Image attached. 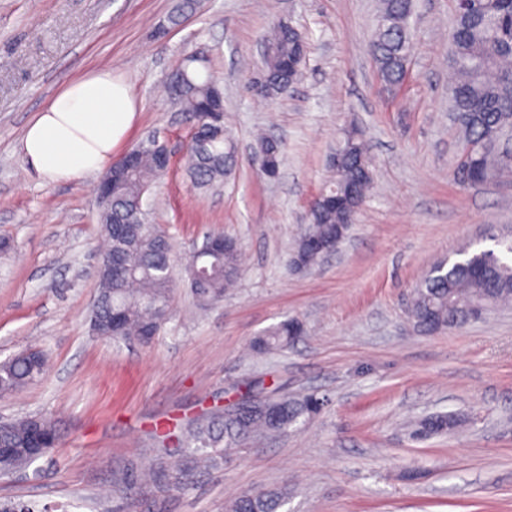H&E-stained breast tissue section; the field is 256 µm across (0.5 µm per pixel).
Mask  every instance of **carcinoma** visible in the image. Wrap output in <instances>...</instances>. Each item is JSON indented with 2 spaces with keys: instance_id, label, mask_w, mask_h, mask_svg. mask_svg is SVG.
I'll return each instance as SVG.
<instances>
[{
  "instance_id": "obj_1",
  "label": "carcinoma",
  "mask_w": 512,
  "mask_h": 512,
  "mask_svg": "<svg viewBox=\"0 0 512 512\" xmlns=\"http://www.w3.org/2000/svg\"><path fill=\"white\" fill-rule=\"evenodd\" d=\"M412 0H383L371 41L381 81L390 89L401 88L407 80L411 54L408 20ZM275 50L264 57L262 75L272 82L281 79L283 59L297 51V37H285L275 29L267 38ZM452 79L448 88L449 111L462 134V154L455 168L463 179L468 175L486 181L505 172L512 173V158L500 145L512 139V0H462L456 13L450 39ZM204 60L189 55L173 73L179 80L170 96L182 111L199 123L204 103L210 98L214 76L202 72ZM161 143L142 142L137 164L121 175H112L118 191L112 206L100 213L102 233L112 240V271L99 267V303L92 308L90 323L99 336L148 347L166 323L172 288L173 243L157 224L139 218L133 203L144 198L154 180L163 175L157 164ZM342 147L347 158L342 169L333 173L320 193L324 199L343 196L354 188L364 198L371 182L370 163L361 135L344 136ZM231 148L221 135L201 147H188L187 170L196 186L206 188L223 180ZM342 209L315 203L309 223L299 238L291 263L300 269L314 267L321 255L312 243L342 241L348 232ZM211 240L223 245L215 253L194 250L185 264L188 284L201 310L224 299L235 285L242 266L238 243L220 234ZM498 245L505 255L479 251L459 252L461 259L435 263L415 288L408 316L417 331L432 333L459 327L468 322L476 309H487L512 302V239ZM302 334L295 319H287L255 337L253 351L265 355L282 350ZM47 372L45 354L37 349L23 351L0 362V394L20 391ZM321 400L315 394L300 400L252 399L240 410L224 413V418L203 422L182 434L179 442L197 466L218 467L227 452L255 436L281 434L318 412ZM44 427V441L59 444L55 422L48 416L21 417L0 426V474L7 475L29 465L30 457L21 449L36 424ZM457 421L436 416L419 421L412 431L416 438L444 434ZM290 488L283 484L271 489L249 491L237 497L227 512H278L288 500ZM0 512H46L30 502L0 499Z\"/></svg>"
}]
</instances>
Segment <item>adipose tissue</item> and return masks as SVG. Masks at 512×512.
Segmentation results:
<instances>
[{
  "instance_id": "1",
  "label": "adipose tissue",
  "mask_w": 512,
  "mask_h": 512,
  "mask_svg": "<svg viewBox=\"0 0 512 512\" xmlns=\"http://www.w3.org/2000/svg\"><path fill=\"white\" fill-rule=\"evenodd\" d=\"M138 119L123 77L100 68L66 83L27 124L21 150L31 170L72 181L109 167Z\"/></svg>"
}]
</instances>
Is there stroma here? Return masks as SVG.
<instances>
[{"label": "stroma", "instance_id": "obj_1", "mask_svg": "<svg viewBox=\"0 0 512 512\" xmlns=\"http://www.w3.org/2000/svg\"><path fill=\"white\" fill-rule=\"evenodd\" d=\"M182 3L0 0V361L36 348L49 365L42 380L0 396V419L46 415L61 435L48 456L0 478V499L120 512L112 477L123 472L141 512H225L242 492L285 483L280 512H512V306L435 333L416 331L405 309L434 263L512 232V174L466 187L454 179L455 0H415L410 77L393 98L369 50L380 0H193L186 12ZM280 21L304 36L307 56L291 96L258 97L248 82ZM196 52L224 89L235 148L212 189L196 187L183 166L191 125L166 94L171 72ZM107 66L140 106L128 146L153 135L172 153L144 198L148 221L175 245L172 314L148 347L90 328L104 247L100 174L44 180L20 149L60 87ZM351 127L368 148L370 190L339 248L294 270L287 255ZM260 131L283 148L272 179L249 164ZM216 233L239 243L245 270L202 312L183 263ZM287 319L302 336L253 356L254 336ZM308 393L324 398L319 413L244 441L222 468H188L161 497L137 481L154 464L185 466L180 448H159L158 436L178 437L251 395ZM436 413L459 430L414 440L412 423Z\"/></svg>", "mask_w": 512, "mask_h": 512}]
</instances>
